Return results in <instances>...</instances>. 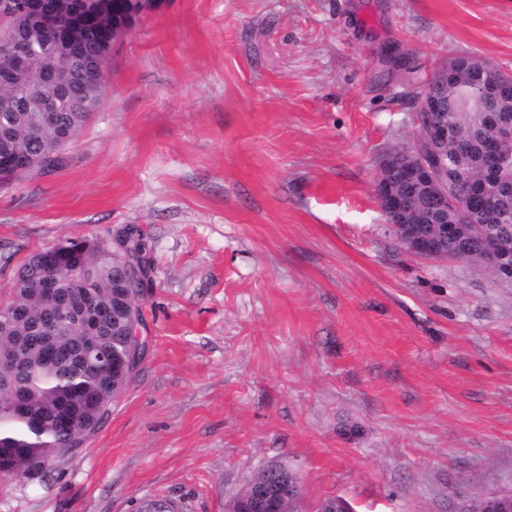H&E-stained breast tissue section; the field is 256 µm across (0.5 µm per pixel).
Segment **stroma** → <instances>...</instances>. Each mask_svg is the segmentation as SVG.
<instances>
[{
    "mask_svg": "<svg viewBox=\"0 0 512 512\" xmlns=\"http://www.w3.org/2000/svg\"><path fill=\"white\" fill-rule=\"evenodd\" d=\"M512 73V0H167L45 175L0 190L29 254L138 226L148 347L78 458L0 512H224L282 464L313 512H464L512 488V285L406 252L373 192L448 59Z\"/></svg>",
    "mask_w": 512,
    "mask_h": 512,
    "instance_id": "1",
    "label": "stroma"
}]
</instances>
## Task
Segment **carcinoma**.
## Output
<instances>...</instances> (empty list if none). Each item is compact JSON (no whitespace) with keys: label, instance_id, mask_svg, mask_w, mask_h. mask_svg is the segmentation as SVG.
<instances>
[{"label":"carcinoma","instance_id":"carcinoma-1","mask_svg":"<svg viewBox=\"0 0 512 512\" xmlns=\"http://www.w3.org/2000/svg\"><path fill=\"white\" fill-rule=\"evenodd\" d=\"M73 2L90 25L71 29L65 41L53 30L37 35L31 64L23 69L26 96L19 95L18 86L0 83V180L31 179L26 170L13 168L14 160L38 153L48 142L71 141L102 104L100 85L90 74L81 76V63L88 54L111 52L114 17L101 10V0ZM26 25L24 15H0V45ZM469 60L457 58L460 76L442 88L448 124L461 135L459 145L448 146V168L463 207L448 205V223L461 234L442 239L437 252L441 260L463 263L503 283L502 274L512 272V182L497 187L486 181L489 159L512 166V141L491 133L496 122L512 123V101L497 112L465 108V100L479 91L464 68ZM51 72H70L74 81L58 95L57 122L48 124L43 95ZM482 185L485 197L469 202L471 189ZM409 217L411 229L436 235L438 212L416 203ZM489 245L501 258L496 265L484 259ZM114 251L107 242L66 239L36 252L22 265L31 280L15 284L11 298L0 305L1 313L11 315L10 331L0 329V350L15 352L13 364L20 373L16 392L0 390L1 475L33 480L44 476L54 459L75 457L109 418L112 402L125 388L128 377L112 379V357H125L134 346V332L143 321V289L129 287L116 269ZM117 304L126 311L112 314ZM47 318L55 324L50 343L35 332ZM89 345L98 347L104 359L84 358L82 347ZM274 478L272 466L259 469L227 512H238L253 485Z\"/></svg>","mask_w":512,"mask_h":512}]
</instances>
